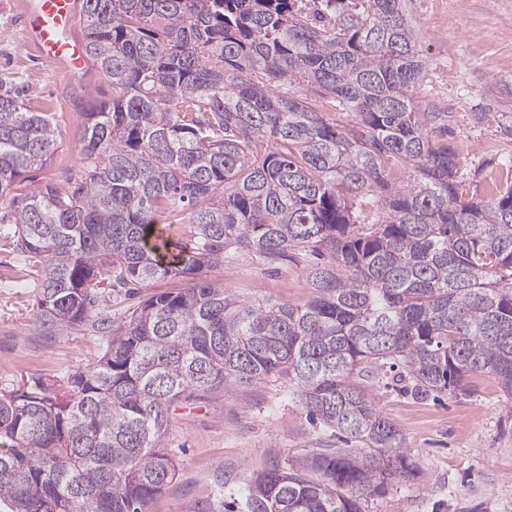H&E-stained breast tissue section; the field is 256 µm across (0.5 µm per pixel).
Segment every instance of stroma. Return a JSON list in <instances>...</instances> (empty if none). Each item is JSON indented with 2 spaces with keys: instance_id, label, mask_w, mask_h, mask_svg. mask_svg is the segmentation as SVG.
I'll return each instance as SVG.
<instances>
[{
  "instance_id": "stroma-1",
  "label": "stroma",
  "mask_w": 512,
  "mask_h": 512,
  "mask_svg": "<svg viewBox=\"0 0 512 512\" xmlns=\"http://www.w3.org/2000/svg\"><path fill=\"white\" fill-rule=\"evenodd\" d=\"M427 71L417 94L422 110L446 115L448 138L461 161L468 195H485L512 154V0H406ZM17 88L25 104L52 115L60 142L37 183L78 171L82 123L112 89L97 67L77 83L27 48L21 0H0V84ZM13 225L0 224V396L42 381L67 382L102 355L98 333L62 329L43 335L31 273L5 244ZM203 279L252 302L302 304L312 295L303 263L273 270L241 250ZM158 280L105 293L100 316L124 319L153 294L189 287ZM363 384L405 438L415 474L368 496L363 512H512V399L493 376L474 379L470 394L406 392L404 368L376 365ZM165 444L179 474L152 512H225L222 495L238 494L273 464L294 463L328 442L304 407L285 396L284 381L260 382L178 404Z\"/></svg>"
}]
</instances>
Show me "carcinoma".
<instances>
[{
    "instance_id": "1",
    "label": "carcinoma",
    "mask_w": 512,
    "mask_h": 512,
    "mask_svg": "<svg viewBox=\"0 0 512 512\" xmlns=\"http://www.w3.org/2000/svg\"><path fill=\"white\" fill-rule=\"evenodd\" d=\"M86 51L112 96L85 113L81 183L27 174L58 146L51 115L0 85V224L35 263L45 331L90 327L100 359L54 391L0 398L5 512H150L176 476L164 438L181 401L288 379L310 422L362 444L319 448L247 485L244 512H362L412 474L361 366L414 392L512 396V183L468 197L404 0H82ZM305 83L355 112L328 122L278 90ZM409 181L389 177L390 162ZM159 224L192 246L165 263ZM245 249L301 250L315 296L253 303L198 278ZM186 277L115 324L105 288Z\"/></svg>"
}]
</instances>
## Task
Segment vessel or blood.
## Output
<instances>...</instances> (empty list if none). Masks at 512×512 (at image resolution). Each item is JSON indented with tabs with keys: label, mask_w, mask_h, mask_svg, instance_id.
<instances>
[{
	"label": "vessel or blood",
	"mask_w": 512,
	"mask_h": 512,
	"mask_svg": "<svg viewBox=\"0 0 512 512\" xmlns=\"http://www.w3.org/2000/svg\"><path fill=\"white\" fill-rule=\"evenodd\" d=\"M79 0H23V24L29 44L44 60L68 76L84 72L88 57L74 32Z\"/></svg>",
	"instance_id": "b4317fda"
}]
</instances>
